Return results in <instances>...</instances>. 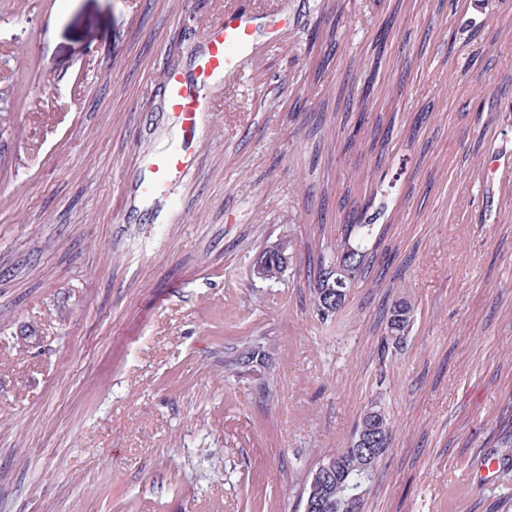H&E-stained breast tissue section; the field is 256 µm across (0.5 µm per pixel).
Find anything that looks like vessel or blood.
I'll return each mask as SVG.
<instances>
[{"instance_id": "vessel-or-blood-1", "label": "vessel or blood", "mask_w": 512, "mask_h": 512, "mask_svg": "<svg viewBox=\"0 0 512 512\" xmlns=\"http://www.w3.org/2000/svg\"><path fill=\"white\" fill-rule=\"evenodd\" d=\"M288 0H276L266 11L243 10L230 5L205 31L199 51L195 84H187L178 71H167L163 77L166 106L176 125L186 137L181 145L159 154L153 162L152 179L139 184V192L154 194L173 177L194 176L200 157L190 138L206 113L217 111L220 100L211 94L216 81L237 84L244 74V64L260 49L279 45L288 27ZM483 184L497 188L512 200V156L492 154L486 160Z\"/></svg>"}]
</instances>
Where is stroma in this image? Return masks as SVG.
<instances>
[{
  "label": "stroma",
  "mask_w": 512,
  "mask_h": 512,
  "mask_svg": "<svg viewBox=\"0 0 512 512\" xmlns=\"http://www.w3.org/2000/svg\"><path fill=\"white\" fill-rule=\"evenodd\" d=\"M290 2L166 212L133 190L181 138L158 86L225 0H0V512H304L377 395L364 512H512V478H466L512 427V205L481 188L512 154V0ZM361 207L389 267L325 320ZM280 238L283 280L254 279ZM247 338L269 360L242 370ZM413 312V306L405 296L399 297L389 307L385 328L386 336L383 337L385 348L393 349L394 353L403 350L414 316Z\"/></svg>",
  "instance_id": "obj_1"
}]
</instances>
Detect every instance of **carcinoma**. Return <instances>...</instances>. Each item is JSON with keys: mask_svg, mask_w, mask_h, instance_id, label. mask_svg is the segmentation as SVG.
Listing matches in <instances>:
<instances>
[{"mask_svg": "<svg viewBox=\"0 0 512 512\" xmlns=\"http://www.w3.org/2000/svg\"><path fill=\"white\" fill-rule=\"evenodd\" d=\"M374 225L365 224L361 218L344 225V233L336 244L335 263L322 265L315 280L314 305L324 319L339 313L345 306L352 288L359 279L366 277L370 268L365 242L371 236ZM268 282L280 281L286 272L284 261L273 248L263 251L254 263ZM413 319V306L402 296L388 309L384 347L395 352L403 350L409 327ZM263 347L246 339L242 342L235 364L248 367L257 361ZM393 426L382 407L380 397H375L366 406L351 440L349 448L330 454L318 463L323 466L334 462V470L327 477L310 480L303 492L310 512H362L365 499L375 481V471L385 449L372 452L357 445L363 440L371 442L377 438L390 440ZM500 465V476L512 473V433L500 438L496 452Z\"/></svg>", "mask_w": 512, "mask_h": 512, "instance_id": "obj_1", "label": "carcinoma"}]
</instances>
